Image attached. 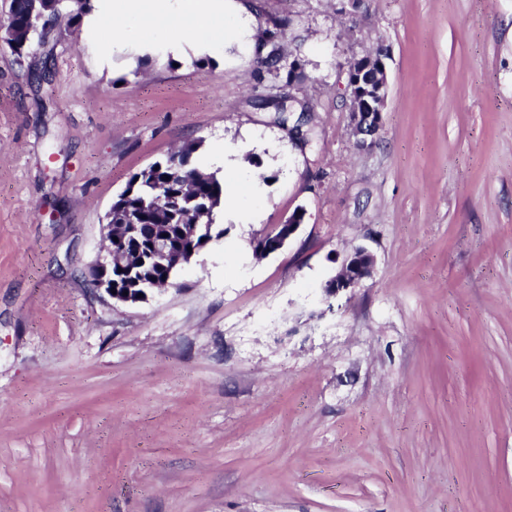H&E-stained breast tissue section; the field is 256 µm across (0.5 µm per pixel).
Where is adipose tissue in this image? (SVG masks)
I'll return each instance as SVG.
<instances>
[{
	"label": "adipose tissue",
	"mask_w": 512,
	"mask_h": 512,
	"mask_svg": "<svg viewBox=\"0 0 512 512\" xmlns=\"http://www.w3.org/2000/svg\"><path fill=\"white\" fill-rule=\"evenodd\" d=\"M110 13L123 26H149L172 48L188 41L249 43L257 27L238 0H113Z\"/></svg>",
	"instance_id": "1"
}]
</instances>
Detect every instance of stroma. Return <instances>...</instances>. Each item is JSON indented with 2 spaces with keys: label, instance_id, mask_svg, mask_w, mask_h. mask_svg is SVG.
<instances>
[{
  "label": "stroma",
  "instance_id": "35a3bbf8",
  "mask_svg": "<svg viewBox=\"0 0 512 512\" xmlns=\"http://www.w3.org/2000/svg\"><path fill=\"white\" fill-rule=\"evenodd\" d=\"M240 2L296 74L95 30L103 0L0 48V512H512V0ZM380 46L361 150L348 66ZM194 140L247 146L256 221L216 211L143 301L90 287L113 200ZM372 266L373 257L363 249L358 250L354 256L343 263L340 272L328 285L327 292L334 295L342 290L354 288L370 276Z\"/></svg>",
  "mask_w": 512,
  "mask_h": 512
}]
</instances>
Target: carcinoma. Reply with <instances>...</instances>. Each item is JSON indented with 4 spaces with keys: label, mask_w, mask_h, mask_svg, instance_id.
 Here are the masks:
<instances>
[{
    "label": "carcinoma",
    "mask_w": 512,
    "mask_h": 512,
    "mask_svg": "<svg viewBox=\"0 0 512 512\" xmlns=\"http://www.w3.org/2000/svg\"><path fill=\"white\" fill-rule=\"evenodd\" d=\"M18 23L13 38L20 44H30L35 26L48 18L62 17L53 0H12ZM201 142H190L178 152L134 174L125 190L112 202V225L138 222L146 225V234L138 247L147 253V241L153 233L170 234L175 249L185 254L198 252L224 231H213L206 237H190L178 234L180 226L206 222L224 202V180L216 174L205 172L191 162L192 155ZM112 289L128 292L132 300L150 281H164L172 276V270L150 261L119 270L109 271Z\"/></svg>",
    "instance_id": "obj_1"
}]
</instances>
